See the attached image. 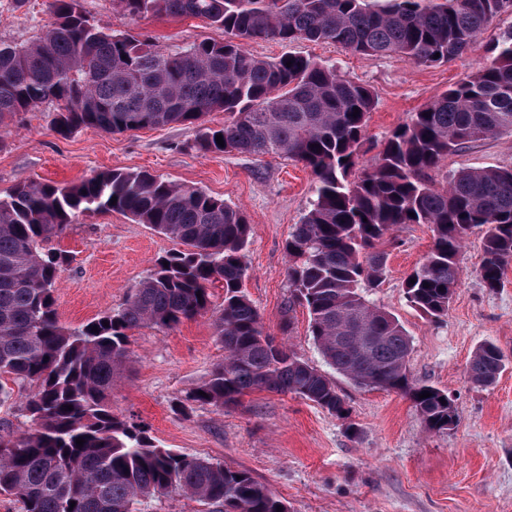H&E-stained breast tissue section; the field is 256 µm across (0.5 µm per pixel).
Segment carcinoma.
Wrapping results in <instances>:
<instances>
[{
    "label": "carcinoma",
    "instance_id": "cac0c4a2",
    "mask_svg": "<svg viewBox=\"0 0 512 512\" xmlns=\"http://www.w3.org/2000/svg\"><path fill=\"white\" fill-rule=\"evenodd\" d=\"M114 2L124 17L199 18L236 40L168 51L89 18L80 0H52L51 19L35 40L0 43V127L51 102L54 129L64 137L82 127L114 134L181 124L198 129L195 147L203 154H275L302 164L315 199L285 244L296 291L285 312L296 302L308 309L309 336L333 370L360 388L408 398L428 430L448 429V392L412 380L410 337L363 289L383 273L386 257L376 243L405 224L432 228L430 251L405 280L408 302L425 315L447 314L458 257L475 229L483 232L478 275L489 290L501 287L512 263V167L461 168L445 185L438 176L467 144L512 133V28L472 74L394 130L359 173L372 90L309 57L265 60L246 44L327 41L432 66L467 52L497 18L512 14V0H386L379 9L367 0ZM217 111L224 124L205 125ZM95 211L125 213L186 249L158 259L119 309L68 330L54 296L66 257L51 242ZM252 231L223 199L148 171L114 169L71 185L23 182L0 197V406L24 385L32 422L20 434L0 430V493L23 512H140L171 494L210 512H287L249 472L164 448L108 405L129 360V331L169 330L210 312L224 361L189 401L231 408L247 392L266 389L348 417L336 385L264 333L243 289ZM217 284L224 288L218 308L210 292ZM507 363L485 342L467 372L487 387ZM424 391L431 396L419 398Z\"/></svg>",
    "mask_w": 512,
    "mask_h": 512
}]
</instances>
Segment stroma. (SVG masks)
<instances>
[{
  "instance_id": "35a3bbf8",
  "label": "stroma",
  "mask_w": 512,
  "mask_h": 512,
  "mask_svg": "<svg viewBox=\"0 0 512 512\" xmlns=\"http://www.w3.org/2000/svg\"><path fill=\"white\" fill-rule=\"evenodd\" d=\"M82 4L113 29L168 49L225 37L195 18L149 14L130 20L116 13L113 0ZM49 17V0H29L18 11L10 0H0V42L26 43ZM510 28L512 15H501L464 55L436 66L396 55L362 56L328 42L257 41L249 49L269 60L289 53L310 57L374 92L359 159L364 169L397 127L474 71ZM53 118V105L45 103L8 121L0 134L1 196L21 182L70 184L125 169L224 199L253 226L244 284L265 332L285 338L297 357L328 371L309 336L307 309L288 304L285 244L314 199L308 169L276 155L202 154L194 146L196 129L181 124L124 134L81 128L63 137ZM485 166H512V134L471 143L449 156L444 172ZM431 242L426 224H406L384 237L377 246L386 255L384 271L367 297L395 315L410 336L412 378L453 397L452 429L428 432L407 398L358 388L334 371L328 373L349 410L345 419L289 393L254 391L240 406L224 409L188 402L224 359L208 314L164 332L132 331V355L112 387L113 413L144 425L164 447L248 471L288 512H512V364L487 389L475 387L467 373L471 354L487 340L512 360V265L501 288H484L477 274L482 239L471 234L448 313L433 320L404 293L406 277ZM53 246L70 258L55 292L59 319L68 327L119 308L159 257L180 248L119 211L79 215Z\"/></svg>"
}]
</instances>
